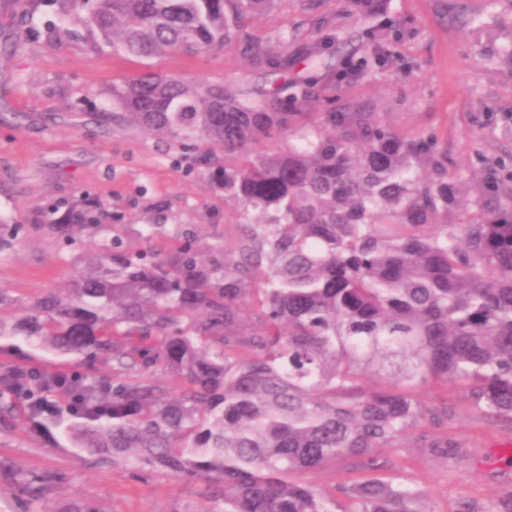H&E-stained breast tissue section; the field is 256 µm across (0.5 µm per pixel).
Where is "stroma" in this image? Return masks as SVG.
I'll return each mask as SVG.
<instances>
[{
    "instance_id": "1",
    "label": "stroma",
    "mask_w": 512,
    "mask_h": 512,
    "mask_svg": "<svg viewBox=\"0 0 512 512\" xmlns=\"http://www.w3.org/2000/svg\"><path fill=\"white\" fill-rule=\"evenodd\" d=\"M28 5L0 0V220L34 224L41 206L64 210L89 198L106 204L130 250L165 246L179 224L195 225L200 245L227 242L234 209L198 159L208 142L189 149L180 138L106 121L112 92L149 72L235 88L285 86L307 77V69L262 75L233 49L132 57L87 32L52 44L46 28L60 21L53 0H44L32 22ZM390 10L401 21L393 60L345 86L320 80L315 111L346 91L394 129L446 145L448 172L461 178L469 200L512 195V64L494 60L512 45V0H462L455 14L444 11L442 0H391ZM318 15L345 32L356 28L347 0H322L315 13L302 0H275L247 30L275 44L287 35L301 40ZM148 224L155 227L149 242L142 236ZM93 251L83 241L66 246L47 235L19 236L0 253V317L12 319L34 297L67 287ZM25 361L61 374L73 372L80 358L26 344L0 354V363ZM423 396L447 402L448 436L457 448L445 460L420 448L390 457L398 473L428 492L434 512H463L466 504L511 491L512 423L471 410L452 387L428 388ZM0 462L65 476L29 505L12 480L0 478V512H200L211 504L203 481L162 468L95 463L63 428L47 432L25 418L0 428Z\"/></svg>"
}]
</instances>
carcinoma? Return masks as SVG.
I'll return each instance as SVG.
<instances>
[{
  "mask_svg": "<svg viewBox=\"0 0 512 512\" xmlns=\"http://www.w3.org/2000/svg\"><path fill=\"white\" fill-rule=\"evenodd\" d=\"M274 0H56L63 24L50 43L98 32L132 56L236 49L279 72L314 59L349 83L392 57L388 0H349L361 24L360 60L335 70L322 58L335 26L280 50L251 38L246 19ZM305 82L275 91L195 86L146 73L113 92L111 118L236 155L224 199L238 212L234 244L121 249L101 203L70 206L38 224H0V250L22 233L61 242L100 239L69 287L0 318V352L22 339L88 368L62 378L0 365V425L21 412L60 423L49 395L70 400L67 433L101 462L167 469L205 482L224 512H336V495L290 476L328 466L389 471V448L448 456L428 438L448 412L418 395L451 384L471 406L512 422V195L473 204L432 138L395 131L380 113L339 97L325 112ZM274 151L261 144L281 133ZM109 360L119 381L92 374ZM179 383L171 392L157 373ZM15 482L38 497L56 473ZM344 512H433L401 476L337 486ZM464 512H512V491Z\"/></svg>",
  "mask_w": 512,
  "mask_h": 512,
  "instance_id": "carcinoma-1",
  "label": "carcinoma"
}]
</instances>
